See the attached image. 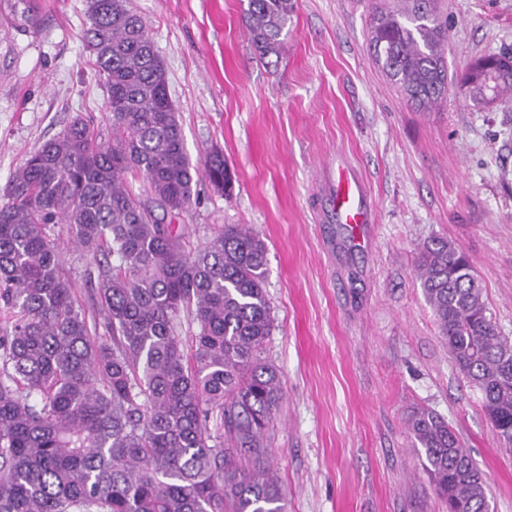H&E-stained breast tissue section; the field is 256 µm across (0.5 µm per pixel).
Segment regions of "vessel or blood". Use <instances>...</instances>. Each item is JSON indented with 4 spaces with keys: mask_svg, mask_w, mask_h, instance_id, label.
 Segmentation results:
<instances>
[{
    "mask_svg": "<svg viewBox=\"0 0 512 512\" xmlns=\"http://www.w3.org/2000/svg\"><path fill=\"white\" fill-rule=\"evenodd\" d=\"M323 178L334 201L337 223L358 228L373 222L365 183L352 168L337 166L335 172H324Z\"/></svg>",
    "mask_w": 512,
    "mask_h": 512,
    "instance_id": "1",
    "label": "vessel or blood"
}]
</instances>
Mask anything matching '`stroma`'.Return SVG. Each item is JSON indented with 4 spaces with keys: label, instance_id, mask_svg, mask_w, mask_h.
Instances as JSON below:
<instances>
[{
    "label": "stroma",
    "instance_id": "stroma-1",
    "mask_svg": "<svg viewBox=\"0 0 512 512\" xmlns=\"http://www.w3.org/2000/svg\"><path fill=\"white\" fill-rule=\"evenodd\" d=\"M292 0L279 57L260 58L247 0H127L167 73L187 152L219 148L229 191L198 179L192 203L156 216L191 247L225 224L268 246L266 357L282 402L266 434L287 512H446L408 430L428 409L484 473L490 512H512V452L443 344L415 271L419 247L468 256L500 335L512 338V103L474 106L458 86L421 112L369 48L375 4ZM457 76L512 53V0H439ZM87 0H0V202L26 155L81 115L109 126L83 40ZM362 176L371 234L337 223L327 161Z\"/></svg>",
    "mask_w": 512,
    "mask_h": 512
}]
</instances>
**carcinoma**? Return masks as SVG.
<instances>
[{"label": "carcinoma", "instance_id": "carcinoma-1", "mask_svg": "<svg viewBox=\"0 0 512 512\" xmlns=\"http://www.w3.org/2000/svg\"><path fill=\"white\" fill-rule=\"evenodd\" d=\"M291 0H248L258 55H279ZM83 38L103 82L112 135L81 118L30 153L0 204V512H285L264 434L282 401L263 357L273 322L268 249L227 224L187 248L132 189L141 177L170 211L204 174L224 191V153L191 162L165 67L126 0H87ZM436 0L377 8L372 57L416 109L448 88ZM481 107L512 102V54L457 79ZM89 258L75 295L54 228ZM416 274L456 367L512 448V340L488 315L466 255L444 238L419 248ZM197 323L191 353L180 314ZM415 447L448 512H489L484 474L441 417L414 413Z\"/></svg>", "mask_w": 512, "mask_h": 512}]
</instances>
